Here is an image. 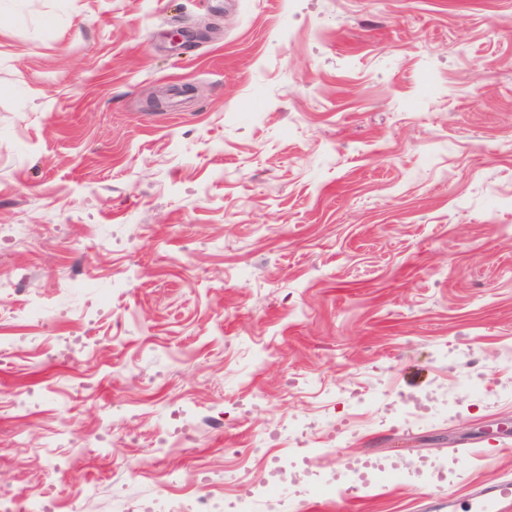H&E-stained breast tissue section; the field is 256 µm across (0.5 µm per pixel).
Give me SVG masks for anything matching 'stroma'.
Instances as JSON below:
<instances>
[{"label":"stroma","mask_w":512,"mask_h":512,"mask_svg":"<svg viewBox=\"0 0 512 512\" xmlns=\"http://www.w3.org/2000/svg\"><path fill=\"white\" fill-rule=\"evenodd\" d=\"M510 348L512 0H0V489L467 512Z\"/></svg>","instance_id":"35a3bbf8"}]
</instances>
